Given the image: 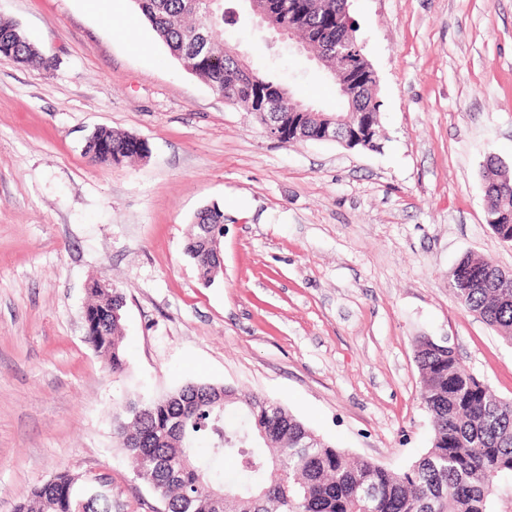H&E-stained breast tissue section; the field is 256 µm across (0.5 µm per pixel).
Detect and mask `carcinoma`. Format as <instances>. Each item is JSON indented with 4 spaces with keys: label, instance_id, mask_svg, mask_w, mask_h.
<instances>
[{
    "label": "carcinoma",
    "instance_id": "1",
    "mask_svg": "<svg viewBox=\"0 0 512 512\" xmlns=\"http://www.w3.org/2000/svg\"><path fill=\"white\" fill-rule=\"evenodd\" d=\"M182 66L232 104L254 111L250 85H277L260 72L248 76L219 34L227 15L224 0H133ZM303 31L325 25L341 0H316ZM16 24L0 19V54L21 63H41ZM128 135L107 127L93 132L85 154L97 164L119 166ZM486 223L512 246V173L491 156L485 163ZM195 223L224 232V210H201ZM212 241L196 230L187 246L200 275L210 281L220 268ZM448 286L470 312L512 340V275L479 255L463 258ZM87 340L103 353L114 373L127 361L122 346L123 294L92 281ZM420 399L431 421L430 447L407 470L396 473L366 459H354L324 440L273 401L208 384H191L160 398L127 403L114 416L119 446L135 464L139 479L157 489L163 512H492L490 480L512 473V398L496 397L471 373L455 350L426 337L416 341ZM182 417L178 435L166 433L169 419ZM238 471L224 474V458ZM76 477L57 472L35 486L15 512H67ZM224 491L216 507L209 488Z\"/></svg>",
    "mask_w": 512,
    "mask_h": 512
}]
</instances>
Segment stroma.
I'll list each match as a JSON object with an SVG mask.
<instances>
[{
    "mask_svg": "<svg viewBox=\"0 0 512 512\" xmlns=\"http://www.w3.org/2000/svg\"><path fill=\"white\" fill-rule=\"evenodd\" d=\"M378 76L379 149L281 143L186 71L131 0H0L43 62L0 56V512L61 469L107 473L112 512L162 504L117 448L127 402L188 383L275 400L350 455L406 470L428 449L416 340L448 341L512 398V341L448 286L478 254L512 272L485 221L484 165L512 168V0H349ZM226 47L294 96L341 110L306 54L248 15ZM105 126L146 158L90 163ZM224 211L204 281L194 217ZM125 296L127 370L85 339L92 280ZM195 226L196 233L187 246V254L195 262V265L203 279L211 281L212 278L218 273V268H220L218 259L221 263L218 250L219 239H215V254L214 248L211 247L212 241L207 240L204 236H200V227L198 225ZM216 255L218 256V259Z\"/></svg>",
    "mask_w": 512,
    "mask_h": 512,
    "instance_id": "35a3bbf8",
    "label": "stroma"
}]
</instances>
